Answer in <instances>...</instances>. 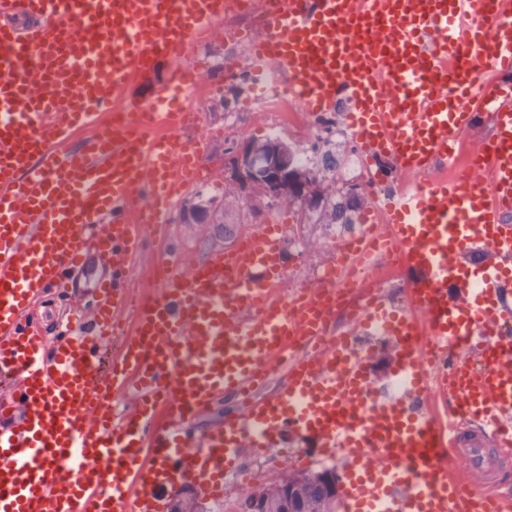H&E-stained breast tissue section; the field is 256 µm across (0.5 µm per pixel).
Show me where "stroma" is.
<instances>
[{
	"label": "stroma",
	"mask_w": 512,
	"mask_h": 512,
	"mask_svg": "<svg viewBox=\"0 0 512 512\" xmlns=\"http://www.w3.org/2000/svg\"><path fill=\"white\" fill-rule=\"evenodd\" d=\"M245 45L228 43L223 29L197 42L189 56L192 64H200V85L205 95L193 101L198 122L193 129L179 130L178 138L204 136L202 165L205 182L191 187L182 200L171 207L167 221L148 229L144 250L136 257L129 272V291H139L152 297L160 293L165 283L153 280L157 267L167 266L170 272L181 273L189 266L205 261L225 244L236 241L240 233L252 225L288 224L282 250L288 265L286 288L301 284L314 285L317 271L336 258L333 225L321 222L323 213L332 204L351 201L352 224H364L374 209L376 188L364 168H350L345 160L353 141L351 131L341 111H334L335 123L320 138L313 139L312 129L319 125L318 114L305 115L300 129L276 127L268 114L265 100L255 83L242 79L228 82L224 67L231 59L246 61ZM276 138L300 152L305 173L312 182L310 201L286 200L256 190L237 166V156L243 145ZM334 154L335 170H323L317 164L321 153ZM93 296L79 287L65 292L47 289L43 301L32 313L47 338H55L69 315H82L90 309ZM299 465L287 453L272 452L262 457H245L237 471L225 476L223 486L214 493L200 492L206 503L226 499L238 500L243 489L267 486Z\"/></svg>",
	"instance_id": "obj_1"
}]
</instances>
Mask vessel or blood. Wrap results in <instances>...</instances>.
Masks as SVG:
<instances>
[{
    "label": "vessel or blood",
    "mask_w": 512,
    "mask_h": 512,
    "mask_svg": "<svg viewBox=\"0 0 512 512\" xmlns=\"http://www.w3.org/2000/svg\"><path fill=\"white\" fill-rule=\"evenodd\" d=\"M239 2L0 0V372L13 377L0 394V512H163L167 483L216 488L244 452L268 453L288 434L306 457L340 462L349 512H512V498L485 488L512 461V0H249L265 18L252 62L284 76L307 111L343 109L378 179L386 161L410 175L445 169L459 134L491 121L476 162L487 185L441 177L391 198L386 235L422 328L375 294L343 338L289 363L274 397L191 434L198 411L240 397L287 339L321 333V299L274 298L284 263L276 225L264 224L171 279L102 368L143 229L202 163L199 143L169 135L196 69L93 129L134 80L180 59ZM484 66L502 77L489 113ZM79 126L89 134L76 145ZM91 248L112 265L95 283L92 325L47 347L30 307ZM368 336L393 342L400 393L373 384ZM424 339L446 351L444 397L474 428L426 413ZM130 392L132 407L113 412ZM75 457L82 467L66 474ZM457 461L479 482L455 475Z\"/></svg>",
    "instance_id": "b4317fda"
}]
</instances>
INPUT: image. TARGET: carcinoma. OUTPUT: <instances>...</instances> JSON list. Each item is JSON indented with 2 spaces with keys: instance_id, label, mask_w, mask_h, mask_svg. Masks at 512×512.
I'll return each mask as SVG.
<instances>
[{
  "instance_id": "1",
  "label": "carcinoma",
  "mask_w": 512,
  "mask_h": 512,
  "mask_svg": "<svg viewBox=\"0 0 512 512\" xmlns=\"http://www.w3.org/2000/svg\"><path fill=\"white\" fill-rule=\"evenodd\" d=\"M253 494L262 501V512H336V474L298 472Z\"/></svg>"
}]
</instances>
